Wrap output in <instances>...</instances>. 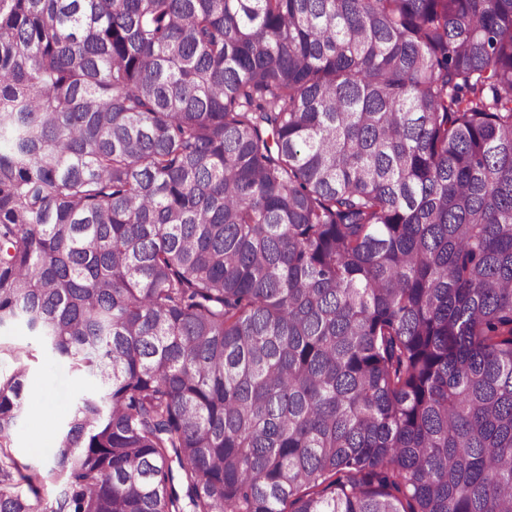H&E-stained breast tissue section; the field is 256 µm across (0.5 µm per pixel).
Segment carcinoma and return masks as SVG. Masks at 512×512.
I'll return each mask as SVG.
<instances>
[{
    "label": "carcinoma",
    "instance_id": "carcinoma-1",
    "mask_svg": "<svg viewBox=\"0 0 512 512\" xmlns=\"http://www.w3.org/2000/svg\"><path fill=\"white\" fill-rule=\"evenodd\" d=\"M16 322L56 512H512V0H0ZM0 339L4 346L23 347L28 353L22 361L26 375V411L19 422L13 436V450L23 461L39 468L45 480L41 487L40 499L31 497L33 512H52L60 498L62 485L49 474L51 461L56 452L58 441L52 431V425L62 423L68 417L72 401L78 396L89 392L92 383L83 374L74 372L67 360L53 358L48 355L40 343L30 336L22 323L3 327ZM46 383H49L57 400L54 416L55 398L45 394ZM44 395L41 412L35 415V421L44 422L42 428L32 424L31 417L37 409V400Z\"/></svg>",
    "mask_w": 512,
    "mask_h": 512
}]
</instances>
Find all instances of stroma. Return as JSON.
Wrapping results in <instances>:
<instances>
[{"mask_svg":"<svg viewBox=\"0 0 512 512\" xmlns=\"http://www.w3.org/2000/svg\"><path fill=\"white\" fill-rule=\"evenodd\" d=\"M0 344L19 346L26 351L20 363L26 371V411L13 436V450L23 461L45 472L40 497L32 506L35 512H52L63 491L61 484L49 474L58 446L52 427L66 420L72 401L89 392L92 383L83 374L74 372L67 360L48 355L24 324L0 328ZM48 390L53 391L57 406L52 420L39 427L32 424L31 418L38 399Z\"/></svg>","mask_w":512,"mask_h":512,"instance_id":"1","label":"stroma"}]
</instances>
